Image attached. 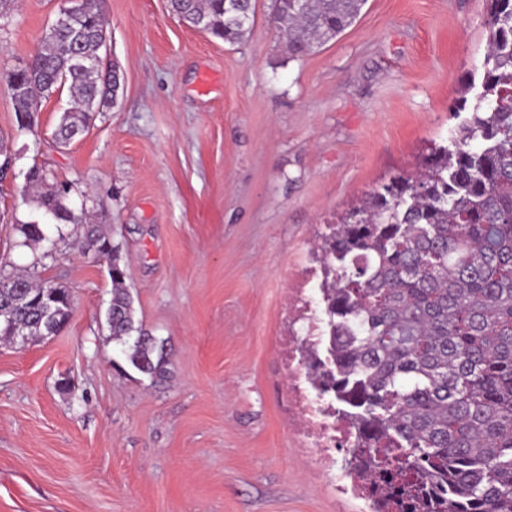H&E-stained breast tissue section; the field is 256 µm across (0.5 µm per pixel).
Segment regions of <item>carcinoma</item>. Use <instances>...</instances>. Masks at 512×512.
Returning a JSON list of instances; mask_svg holds the SVG:
<instances>
[{
  "mask_svg": "<svg viewBox=\"0 0 512 512\" xmlns=\"http://www.w3.org/2000/svg\"><path fill=\"white\" fill-rule=\"evenodd\" d=\"M367 0H272L290 59L320 51L360 17ZM481 90L450 144L432 145L421 169L371 192L322 237V292L332 363L314 360L355 429L350 465L369 477L373 512H512V0H487ZM104 0H80L71 30L43 35L23 69L5 76L17 128L37 124L40 101L68 88L73 105L55 132L67 146L89 114L110 108L111 76L95 63ZM168 11L230 45L253 33L254 13L224 0H169ZM43 221L15 225L25 244L44 222L84 228V245L109 236L50 185L25 175ZM112 340L128 363L165 377L164 342L135 325L119 259L112 258ZM0 290L25 297L5 339L58 333L70 292L0 273Z\"/></svg>",
  "mask_w": 512,
  "mask_h": 512,
  "instance_id": "cac0c4a2",
  "label": "carcinoma"
}]
</instances>
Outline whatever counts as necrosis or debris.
Instances as JSON below:
<instances>
[{"label": "necrosis or debris", "instance_id": "4bbe7bcc", "mask_svg": "<svg viewBox=\"0 0 512 512\" xmlns=\"http://www.w3.org/2000/svg\"><path fill=\"white\" fill-rule=\"evenodd\" d=\"M288 319L302 324V335L282 337L281 362L288 374V396L294 435L301 447L311 451L326 471L336 466V451L354 440L348 422L336 413V395L312 369L310 358L324 353L328 344L325 328L314 309V296L293 289L288 300Z\"/></svg>", "mask_w": 512, "mask_h": 512}]
</instances>
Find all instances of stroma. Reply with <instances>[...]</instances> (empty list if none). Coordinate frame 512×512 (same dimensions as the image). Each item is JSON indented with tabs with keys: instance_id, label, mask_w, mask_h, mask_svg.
Masks as SVG:
<instances>
[{
	"instance_id": "35a3bbf8",
	"label": "stroma",
	"mask_w": 512,
	"mask_h": 512,
	"mask_svg": "<svg viewBox=\"0 0 512 512\" xmlns=\"http://www.w3.org/2000/svg\"><path fill=\"white\" fill-rule=\"evenodd\" d=\"M63 0L0 20V76L41 46ZM486 0H368L319 52L287 59L258 0L241 45L187 27L166 0H106L116 107L59 148L68 92L18 131L0 79V269L69 288L56 335L0 341V512H370L294 437L279 339L311 245L375 188L412 176L480 82ZM72 185L119 247L135 321L166 343L165 378L110 335L108 263L83 233L37 218L24 175Z\"/></svg>"
}]
</instances>
